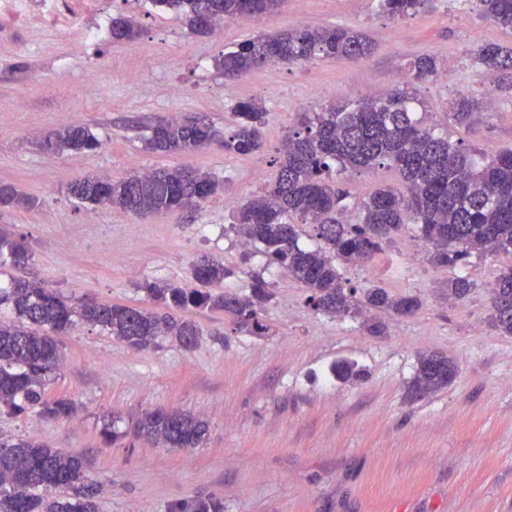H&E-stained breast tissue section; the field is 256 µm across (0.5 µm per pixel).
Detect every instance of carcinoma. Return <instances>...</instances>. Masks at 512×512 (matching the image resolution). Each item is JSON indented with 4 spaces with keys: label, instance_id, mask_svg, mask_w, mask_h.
Wrapping results in <instances>:
<instances>
[{
    "label": "carcinoma",
    "instance_id": "carcinoma-1",
    "mask_svg": "<svg viewBox=\"0 0 512 512\" xmlns=\"http://www.w3.org/2000/svg\"><path fill=\"white\" fill-rule=\"evenodd\" d=\"M160 11L187 18L198 32L197 19L211 13L218 20L260 19L272 14L280 0H150ZM382 11L403 17L423 7L426 0H378ZM484 18L512 29V0H463ZM128 21H112V39L131 40ZM371 53L362 32L342 27H294L273 35L248 39L224 52L220 67L224 78L236 80L266 66L304 65L317 59L358 61ZM474 62L492 83L512 84V47L486 44L474 53ZM410 78L385 94L368 95L354 104L331 105L304 113L288 128L276 148L277 174L265 190L248 200L233 216L239 239L247 242L246 257L262 255L265 267H278L309 292V304L334 316L368 314L366 330L382 336L386 325L376 314L407 316L420 306L414 296H396L383 288L358 289L347 285L336 261L366 262L382 243L408 224L416 225L419 238L431 249V259L443 266L464 265L474 253H512V147L489 159L477 151L439 134L418 115L420 103L414 85L438 76L431 56L411 62ZM479 102L463 95L448 113L456 126L472 124ZM269 112L262 103H237L235 127L221 136L207 116L190 121L176 118L150 127L143 138L148 152L181 153L221 140L227 154L247 155L264 146L263 129ZM42 151L81 153L100 147L89 128L69 125L40 139ZM393 169L404 190L378 187L367 199L348 203L349 193L338 176L349 171ZM223 185L211 173L187 167L136 171L124 178H84L68 193L91 206H110L135 217L183 209L203 208ZM0 205L34 208L37 198L15 186L0 183ZM313 226L324 242L317 248L299 245L298 225ZM31 260L26 246L0 232V264L25 266ZM224 264L205 257L193 266L200 284L189 288L164 280H145L138 288L155 306L185 310L189 307L223 312L234 330L266 336L264 304L270 298L267 282L254 276L247 294H213L204 289L224 281ZM473 287L466 276L446 285L444 294L460 300ZM12 317L0 318V407L22 412L39 409L50 420L70 416L66 399L48 400L45 386L63 362L58 336L84 324L101 328L137 350L159 349L177 342L192 349L200 328L192 320L140 306L87 302L43 286L34 280L10 279L0 288V306ZM491 325L512 335V266L503 269L491 287ZM455 365L435 353L419 356L412 397H423L447 387ZM342 381L360 380L365 372L350 361L333 367ZM207 433V423L181 411H149L140 418L136 434L164 448H197ZM71 489V495L55 491ZM0 512H100L97 490L87 483L82 459L47 448L31 439L0 435ZM173 512H224V502L198 496L175 506Z\"/></svg>",
    "mask_w": 512,
    "mask_h": 512
}]
</instances>
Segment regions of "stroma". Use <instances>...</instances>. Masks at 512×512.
<instances>
[{
	"instance_id": "stroma-1",
	"label": "stroma",
	"mask_w": 512,
	"mask_h": 512,
	"mask_svg": "<svg viewBox=\"0 0 512 512\" xmlns=\"http://www.w3.org/2000/svg\"><path fill=\"white\" fill-rule=\"evenodd\" d=\"M57 26L27 16L0 17V182L35 196L33 208L0 206V227L25 239L32 259L23 276L88 301L144 305L139 282L193 284L200 256L220 260L230 275L214 293H247L263 259L244 260L233 216L277 171L276 146L300 113L344 105L394 87L410 62L430 55L436 80L416 86L428 124L447 129L486 156L512 146V90L487 93L476 49L512 45V31L473 13L463 0H427L394 18L377 0H282L260 21L225 25L223 36L196 34L149 0H62ZM131 19L133 40L85 39L91 25ZM349 27L373 43L358 62L319 59L276 66L228 80L223 52L254 35L293 27ZM466 94L482 103L470 127L449 124L448 106ZM261 101L269 112L265 147L225 154L219 144L180 153L142 148L149 124L207 115L223 132L235 105ZM101 143L84 153L47 155L36 135L70 125L71 114ZM186 165L213 173L224 189L197 212L137 219L69 197L76 179L125 176L132 169ZM407 225L364 264H341L352 286L372 285L421 301L416 314L392 316L386 333L369 335L361 317L312 309L308 292L278 269H264L272 298L265 337L234 331L221 313L187 311L202 334L191 350L165 342L136 351L100 328L63 336L64 361L47 393L69 400L71 417L56 421L31 409H0V434L28 438L80 456L101 494L102 512H172L207 494L224 512H512V336L489 321L490 288L512 254L472 255L462 269L438 266L419 250ZM474 281L461 301L442 299L448 280ZM453 359L448 387L408 394L420 354ZM348 360L365 369L343 382L331 369ZM200 417V447L153 446L135 433L148 411ZM116 420L105 442L102 418Z\"/></svg>"
}]
</instances>
